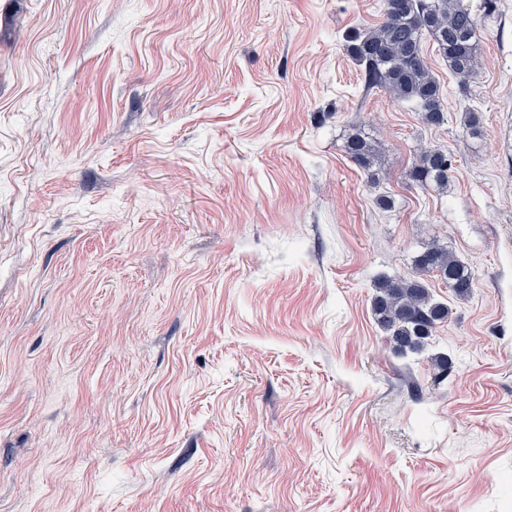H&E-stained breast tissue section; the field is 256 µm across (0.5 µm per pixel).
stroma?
Returning a JSON list of instances; mask_svg holds the SVG:
<instances>
[{
	"mask_svg": "<svg viewBox=\"0 0 512 512\" xmlns=\"http://www.w3.org/2000/svg\"><path fill=\"white\" fill-rule=\"evenodd\" d=\"M381 19L0 0V512H512V0L466 92L425 40L438 128L364 92L343 37ZM433 243L476 288L430 280L451 314L399 357L374 283ZM345 151L350 160L372 180L375 170L381 161V153L376 143L361 131L350 134L346 141ZM452 163L448 150L441 147H425L417 156L416 163L409 171V177L417 186L448 185Z\"/></svg>",
	"mask_w": 512,
	"mask_h": 512,
	"instance_id": "stroma-1",
	"label": "stroma"
}]
</instances>
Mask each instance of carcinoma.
I'll list each match as a JSON object with an SVG mask.
<instances>
[{"label": "carcinoma", "instance_id": "cac0c4a2", "mask_svg": "<svg viewBox=\"0 0 512 512\" xmlns=\"http://www.w3.org/2000/svg\"><path fill=\"white\" fill-rule=\"evenodd\" d=\"M384 19L370 30L346 34L345 49L363 72L365 85L400 101L416 102L423 122L445 123L444 94L424 54L425 36L433 38L460 91H467L481 68L477 47L479 15L463 0H383ZM345 151L369 178L381 161L376 143L360 131L350 134ZM452 163L448 151H420L409 177L416 185H448ZM417 276L383 277L375 284L372 311L398 354L420 352L438 325L450 315L448 305L432 298L426 277H434L459 298L470 296L476 283L467 266L451 251L430 245L414 261Z\"/></svg>", "mask_w": 512, "mask_h": 512}]
</instances>
